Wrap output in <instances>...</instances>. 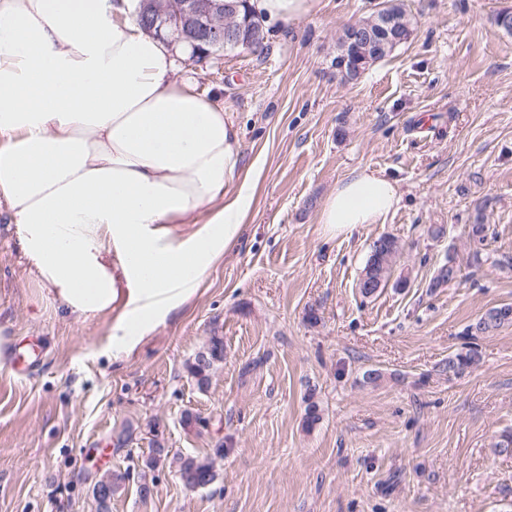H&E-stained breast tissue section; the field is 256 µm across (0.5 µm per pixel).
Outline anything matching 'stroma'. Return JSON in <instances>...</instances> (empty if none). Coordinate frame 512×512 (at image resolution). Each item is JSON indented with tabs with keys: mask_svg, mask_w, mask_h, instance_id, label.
Masks as SVG:
<instances>
[{
	"mask_svg": "<svg viewBox=\"0 0 512 512\" xmlns=\"http://www.w3.org/2000/svg\"><path fill=\"white\" fill-rule=\"evenodd\" d=\"M402 2L410 38L346 83L338 40L383 0H316L265 25L260 54L175 59L238 122L254 198L237 243L131 356L113 358L108 318L64 314L0 219V334L38 359L25 377L0 364V512H98L107 473L125 476L111 512H512V454L493 450L512 431V326L478 339L464 375L445 368L466 326L512 304V266L431 285L447 254L467 263L475 221L512 255V34L496 23L512 0ZM364 167L397 182V210L323 235L326 198ZM386 234L390 282L363 297ZM214 336L224 360L203 392L187 365ZM187 411L205 428L184 430ZM219 442L216 481L186 486L179 457Z\"/></svg>",
	"mask_w": 512,
	"mask_h": 512,
	"instance_id": "stroma-1",
	"label": "stroma"
}]
</instances>
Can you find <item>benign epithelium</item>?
<instances>
[{"label": "benign epithelium", "instance_id": "benign-epithelium-1", "mask_svg": "<svg viewBox=\"0 0 512 512\" xmlns=\"http://www.w3.org/2000/svg\"><path fill=\"white\" fill-rule=\"evenodd\" d=\"M137 12L146 18L145 30L199 59L224 50V43L252 47L264 42L262 26L249 16L238 19L237 0H138ZM391 27L381 22L375 29L354 26L345 40L381 50L391 39Z\"/></svg>", "mask_w": 512, "mask_h": 512}]
</instances>
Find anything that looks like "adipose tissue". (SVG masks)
I'll return each mask as SVG.
<instances>
[{"label":"adipose tissue","mask_w":512,"mask_h":512,"mask_svg":"<svg viewBox=\"0 0 512 512\" xmlns=\"http://www.w3.org/2000/svg\"><path fill=\"white\" fill-rule=\"evenodd\" d=\"M223 105L174 76L129 0H0V208L22 257L76 318L132 354L239 239L254 186ZM397 184H336L323 234L381 224ZM185 225L182 234L172 227Z\"/></svg>","instance_id":"ef3b65f1"}]
</instances>
